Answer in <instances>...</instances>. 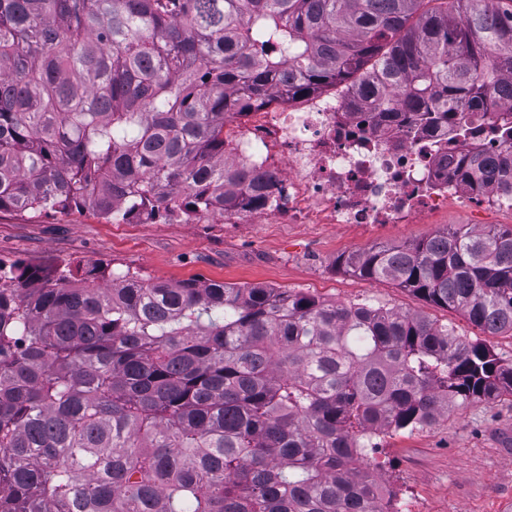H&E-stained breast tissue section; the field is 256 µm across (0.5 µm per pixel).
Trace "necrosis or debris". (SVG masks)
<instances>
[{"label":"necrosis or debris","instance_id":"4bbe7bcc","mask_svg":"<svg viewBox=\"0 0 512 512\" xmlns=\"http://www.w3.org/2000/svg\"><path fill=\"white\" fill-rule=\"evenodd\" d=\"M470 123L471 133L446 135L396 113L367 117L349 92L333 88L227 119L225 166L249 165L268 182L263 206H227L224 221L411 224L451 205L512 211L511 196L455 173L469 155L512 149L494 134L491 116L474 112Z\"/></svg>","mask_w":512,"mask_h":512}]
</instances>
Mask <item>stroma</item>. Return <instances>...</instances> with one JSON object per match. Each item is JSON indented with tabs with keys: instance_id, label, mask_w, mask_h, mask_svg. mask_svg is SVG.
Masks as SVG:
<instances>
[{
	"instance_id": "stroma-1",
	"label": "stroma",
	"mask_w": 512,
	"mask_h": 512,
	"mask_svg": "<svg viewBox=\"0 0 512 512\" xmlns=\"http://www.w3.org/2000/svg\"><path fill=\"white\" fill-rule=\"evenodd\" d=\"M457 208L431 224H227L221 218L112 224L92 211H0L6 266L63 261L130 269L151 280L262 284L326 302L382 305L428 317L456 334L481 336L456 311L427 303L391 281L363 280L341 258L373 245H400L437 230L468 227ZM370 461L393 491L396 512H512V396L449 407L430 425L384 435Z\"/></svg>"
}]
</instances>
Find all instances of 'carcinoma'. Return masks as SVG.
I'll list each match as a JSON object with an SVG mask.
<instances>
[{
	"mask_svg": "<svg viewBox=\"0 0 512 512\" xmlns=\"http://www.w3.org/2000/svg\"><path fill=\"white\" fill-rule=\"evenodd\" d=\"M431 2L0 0V210L260 206L253 170L224 180V118L343 83L450 127L512 104V5ZM457 175L511 195L512 155ZM340 265L512 333V228ZM505 394L512 365L482 340L391 308L0 270V512H391L368 434Z\"/></svg>",
	"mask_w": 512,
	"mask_h": 512,
	"instance_id": "1",
	"label": "carcinoma"
}]
</instances>
